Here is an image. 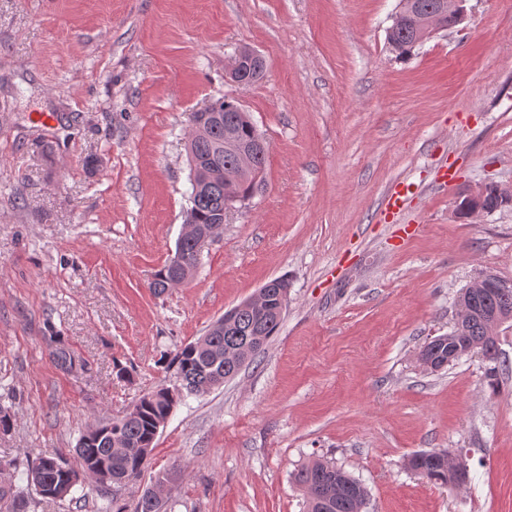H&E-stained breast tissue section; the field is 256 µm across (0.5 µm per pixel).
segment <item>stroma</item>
Here are the masks:
<instances>
[{
    "mask_svg": "<svg viewBox=\"0 0 512 512\" xmlns=\"http://www.w3.org/2000/svg\"><path fill=\"white\" fill-rule=\"evenodd\" d=\"M397 5L0 0V461L27 512H136L161 470L167 512H306L291 475L315 460L366 487L363 512H512V326L497 385L477 353L419 361L463 288L512 281V204L457 211L470 188H512V0H466L403 58ZM243 46L265 59L249 86L225 77ZM222 98L269 144L265 185L187 284L154 294L191 192V116ZM278 277L277 334L173 409L140 479L62 500L28 484L41 455L78 466L82 432L173 385L166 357ZM438 449L463 456L461 487L405 467ZM387 43L390 50L399 57L409 54L415 47L419 46L411 30L403 26L388 34Z\"/></svg>",
    "mask_w": 512,
    "mask_h": 512,
    "instance_id": "obj_1",
    "label": "stroma"
}]
</instances>
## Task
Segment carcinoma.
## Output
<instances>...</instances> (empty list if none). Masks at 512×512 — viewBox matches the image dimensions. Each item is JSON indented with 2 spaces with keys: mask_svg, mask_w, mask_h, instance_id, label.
Listing matches in <instances>:
<instances>
[{
  "mask_svg": "<svg viewBox=\"0 0 512 512\" xmlns=\"http://www.w3.org/2000/svg\"><path fill=\"white\" fill-rule=\"evenodd\" d=\"M387 43L399 57L417 47L413 33L403 26L388 34ZM193 120L197 129L188 140L187 153L199 162L205 178L189 198L185 220L219 236L224 232V169L235 164L234 157L224 152V123L234 124L243 139L250 138L252 126L243 119L237 103L225 99L213 102L209 112L194 113ZM181 248L188 259L187 270L164 264L149 283L154 292L162 293L181 281L186 272L196 271L199 257L195 244L184 239ZM286 287L288 280L284 278L269 281L261 305L240 309L233 326L211 330L205 348H198L191 342L181 347L170 360L179 389L172 392L162 385L143 395L134 404V410L122 418L99 424L82 434L76 448L81 470L70 466L68 472L63 473L55 469L53 462L62 459L59 454L38 458L27 474L37 493L46 499L61 500L72 493L71 480L81 473L103 487L113 485V478L123 473L129 481L139 478L149 465L156 424L183 397L209 393L264 351L280 326L281 320L274 308L279 293ZM463 335L486 360L497 361L494 353L497 342L490 335L488 318L482 314L472 316L463 324ZM246 336H260L263 342L243 362L235 359L234 352ZM214 354L223 356L224 375L219 378L206 370L209 358ZM113 438L121 442L123 453L113 452L110 444ZM447 456L446 450L417 453L407 459L406 466L424 479L446 485L448 467L443 458ZM294 480L305 492L307 512H361L367 499V490L362 483L330 462L309 463L296 471ZM0 512H25L24 501L14 495L10 483H0Z\"/></svg>",
  "mask_w": 512,
  "mask_h": 512,
  "instance_id": "cac0c4a2",
  "label": "carcinoma"
}]
</instances>
